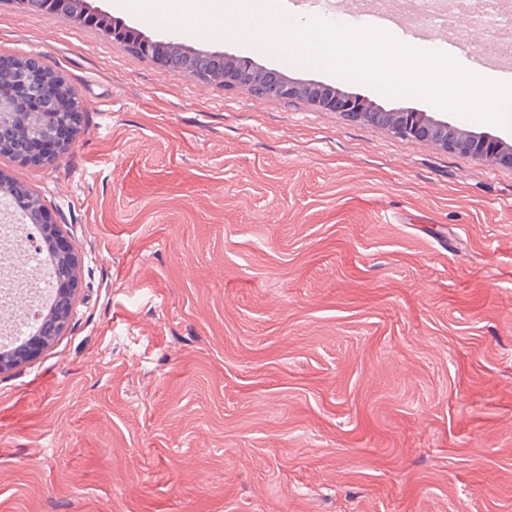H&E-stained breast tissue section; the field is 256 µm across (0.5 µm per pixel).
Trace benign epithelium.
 <instances>
[{"label": "benign epithelium", "instance_id": "obj_1", "mask_svg": "<svg viewBox=\"0 0 512 512\" xmlns=\"http://www.w3.org/2000/svg\"><path fill=\"white\" fill-rule=\"evenodd\" d=\"M23 8L50 18L60 9L58 0H16ZM87 24L112 28L115 41L134 43L145 57L163 68H168L164 51L179 45L175 33L161 35L156 39H142L137 32L125 25L113 27L112 17L106 12L86 11ZM224 54L210 50L196 51L197 66L220 69L208 73L202 81L222 88L235 79L240 83L255 84L268 88L272 99L291 101L303 95L296 83L286 81L271 70L260 69L247 57L223 62ZM315 106L328 112H339L354 121H363L389 130L393 135L407 140L427 141L450 152L472 154L486 165L512 167V151L505 149L504 142L492 135L481 138L472 136L425 112L406 109L374 112L367 103L357 97H341L333 91L320 96ZM84 109L83 100L58 71L46 67L36 54L12 58L8 66L0 65V150L4 142H17L19 146L10 151L15 162L21 165L49 166L56 158L69 151L80 135L77 117ZM5 201L11 210L20 213L25 223L34 225L38 236L35 245L47 244L55 247L65 238L62 227L55 223L52 213L45 207L40 196L30 187L18 184L0 173V201ZM54 277L60 292L53 309L45 314L38 312L43 333L17 346L8 353L0 354V373L38 357L49 343L61 335L73 320L74 295L78 288L80 258L71 242L55 247Z\"/></svg>", "mask_w": 512, "mask_h": 512}]
</instances>
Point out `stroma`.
<instances>
[{
  "mask_svg": "<svg viewBox=\"0 0 512 512\" xmlns=\"http://www.w3.org/2000/svg\"><path fill=\"white\" fill-rule=\"evenodd\" d=\"M86 0L383 109L421 97ZM83 102L53 166L0 155L81 257L74 319L0 374V512H512V168L166 72L0 0V55Z\"/></svg>",
  "mask_w": 512,
  "mask_h": 512,
  "instance_id": "stroma-1",
  "label": "stroma"
}]
</instances>
